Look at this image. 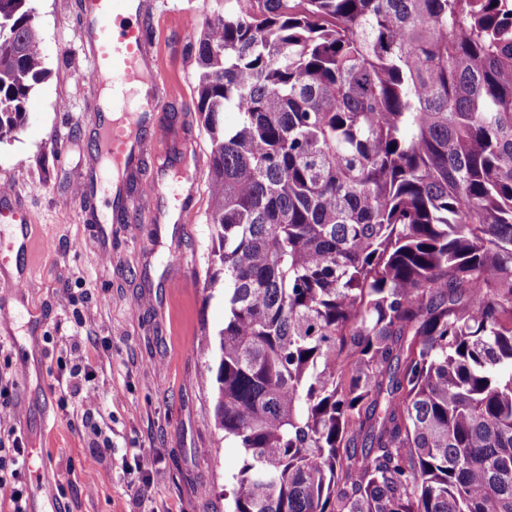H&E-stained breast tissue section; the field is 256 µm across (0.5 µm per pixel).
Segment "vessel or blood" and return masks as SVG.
<instances>
[{"label":"vessel or blood","mask_w":512,"mask_h":512,"mask_svg":"<svg viewBox=\"0 0 512 512\" xmlns=\"http://www.w3.org/2000/svg\"><path fill=\"white\" fill-rule=\"evenodd\" d=\"M140 0H86L83 25L97 47L90 58L94 83L112 80V115L100 121V144L105 168L88 186L107 187L111 177L138 165L143 140H161L165 129L159 118L164 108L163 77L147 58L143 27L133 17Z\"/></svg>","instance_id":"1"}]
</instances>
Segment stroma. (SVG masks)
Returning <instances> with one entry per match:
<instances>
[{
	"mask_svg": "<svg viewBox=\"0 0 512 512\" xmlns=\"http://www.w3.org/2000/svg\"><path fill=\"white\" fill-rule=\"evenodd\" d=\"M84 0H32L46 74L32 89L26 121L0 144V185L28 221L0 222V366L15 370L18 428L27 448L31 512H224V481L242 465L213 418L206 371L224 326V288L208 287L214 242L208 222L211 145L190 108L198 65L192 45L214 0H143L147 54L167 78L163 142L149 143L134 175L160 195L124 197L122 218L101 216L105 194L76 198L101 164L92 123L100 87L82 80L90 45L79 27ZM196 174L182 201L194 223H165L173 170ZM81 354L94 370L96 423L112 444L110 475L85 483L95 436L58 407L60 360ZM150 481L147 493L133 484ZM62 485L60 497L47 487Z\"/></svg>",
	"mask_w": 512,
	"mask_h": 512,
	"instance_id": "obj_1",
	"label": "stroma"
}]
</instances>
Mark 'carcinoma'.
I'll return each mask as SVG.
<instances>
[{
  "instance_id": "carcinoma-1",
  "label": "carcinoma",
  "mask_w": 512,
  "mask_h": 512,
  "mask_svg": "<svg viewBox=\"0 0 512 512\" xmlns=\"http://www.w3.org/2000/svg\"><path fill=\"white\" fill-rule=\"evenodd\" d=\"M29 2L0 144L45 74ZM192 50L225 512H512V0H216Z\"/></svg>"
}]
</instances>
